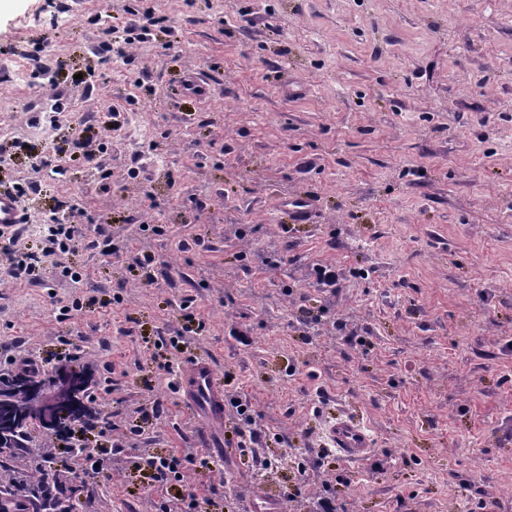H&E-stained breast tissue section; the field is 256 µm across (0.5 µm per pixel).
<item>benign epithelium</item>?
I'll list each match as a JSON object with an SVG mask.
<instances>
[{"instance_id":"1","label":"benign epithelium","mask_w":512,"mask_h":512,"mask_svg":"<svg viewBox=\"0 0 512 512\" xmlns=\"http://www.w3.org/2000/svg\"><path fill=\"white\" fill-rule=\"evenodd\" d=\"M84 376L73 372L61 378L51 377L45 382L25 385L35 400L37 412L34 421L42 427L55 425L61 418L77 411Z\"/></svg>"}]
</instances>
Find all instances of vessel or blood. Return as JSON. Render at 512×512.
<instances>
[{
  "instance_id": "vessel-or-blood-1",
  "label": "vessel or blood",
  "mask_w": 512,
  "mask_h": 512,
  "mask_svg": "<svg viewBox=\"0 0 512 512\" xmlns=\"http://www.w3.org/2000/svg\"><path fill=\"white\" fill-rule=\"evenodd\" d=\"M178 392L183 399L200 405L205 424L223 423L224 383L210 362L198 359L190 363L180 377ZM326 434L331 447L347 461L357 463L372 453V438L359 420L348 416L333 418Z\"/></svg>"
}]
</instances>
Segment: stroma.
<instances>
[{
	"label": "stroma",
	"mask_w": 512,
	"mask_h": 512,
	"mask_svg": "<svg viewBox=\"0 0 512 512\" xmlns=\"http://www.w3.org/2000/svg\"><path fill=\"white\" fill-rule=\"evenodd\" d=\"M90 125L99 169L74 147ZM3 189L32 224L82 208L70 260L98 276L15 281L1 254L0 345L48 375L80 350L88 392L112 376L94 408L117 424L169 408L77 512H154L148 475L124 464L139 447L216 452L225 490L283 512L302 507L284 494L326 484L347 512H512V0H0ZM305 196L313 215L294 221ZM127 245L153 257L154 287L108 265ZM321 260L349 275L336 296L305 279ZM73 293L100 308L58 321L53 297ZM187 297L206 322L187 357L230 374L287 436L270 453L304 449L305 475L259 472L232 414L205 427L157 379L150 354ZM303 306L352 318L366 346L304 333ZM344 413L371 431L364 462L308 445Z\"/></svg>",
	"instance_id": "stroma-1"
}]
</instances>
